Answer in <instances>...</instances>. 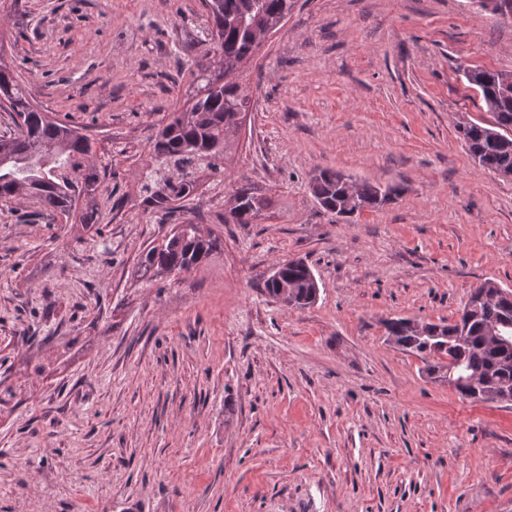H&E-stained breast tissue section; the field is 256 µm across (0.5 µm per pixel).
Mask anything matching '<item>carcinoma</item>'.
Wrapping results in <instances>:
<instances>
[{"label":"carcinoma","instance_id":"carcinoma-1","mask_svg":"<svg viewBox=\"0 0 512 512\" xmlns=\"http://www.w3.org/2000/svg\"><path fill=\"white\" fill-rule=\"evenodd\" d=\"M208 10L210 32L218 55L217 72L200 75L190 106L168 113L159 131L152 154L156 167L141 187L144 202L159 210L171 209V203L188 197L196 189L195 175L201 165L215 170L224 159L227 140L226 120L230 110L247 106V98L237 83L234 71L248 59L255 46L247 20L260 15L273 17L290 12L293 0H203ZM497 73L492 81L478 89L488 111L496 116L499 126H512V95L501 92ZM19 118L16 130L0 137V200L31 197L48 213L69 215L75 204L91 196L100 186V175L91 163L94 142L74 125L52 119L37 109L27 96L26 87L15 71L0 62V106ZM475 164L499 173L512 169V146L506 147L495 136V128L473 123L455 125ZM342 173L326 169L311 180V192L325 210L349 220L365 209H377L400 196L399 185L380 186L357 182L351 193L341 182ZM244 208L233 218L235 224H248L259 203L245 191L238 192ZM217 246V239L202 234L199 225L181 224L177 232L161 244L141 255L139 271L144 276L181 275L190 272L207 258ZM279 278H268L265 290L277 297L281 285L287 284L300 306L315 301L310 268L301 260H288L277 265ZM485 294L480 312L464 322V334L457 336L455 323H431L411 318L383 322L388 338L399 349L418 355L424 371L444 366L436 349L446 347L445 355L452 365L467 376L479 394L492 390L512 391V353H505L490 339V328L512 336V327L502 324L509 317L512 324V292L493 281H486L470 294L469 301Z\"/></svg>","mask_w":512,"mask_h":512}]
</instances>
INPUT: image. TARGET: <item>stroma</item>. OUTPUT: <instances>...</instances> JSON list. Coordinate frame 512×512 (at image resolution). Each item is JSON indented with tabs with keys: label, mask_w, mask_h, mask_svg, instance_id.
<instances>
[{
	"label": "stroma",
	"mask_w": 512,
	"mask_h": 512,
	"mask_svg": "<svg viewBox=\"0 0 512 512\" xmlns=\"http://www.w3.org/2000/svg\"><path fill=\"white\" fill-rule=\"evenodd\" d=\"M201 0H0V58L35 105L95 138V221L0 201V512H512V404L430 382L384 320L455 322L512 290V179L460 119L494 121L464 69L512 73V14L477 0H296L236 80L217 170L171 212L139 182L215 56ZM331 168L403 194L351 221ZM262 206L224 217L237 190ZM191 272L140 254L186 221ZM319 283L269 298L275 264ZM217 246L212 235L202 234L199 224H180L177 232L141 255L139 271L143 276L189 273ZM275 268H277L279 279H273L270 275L265 281V290L270 297L276 299L284 282L294 293L293 300L303 301L297 307H303L315 301L318 295L314 293L313 278L315 276L302 260H288L279 263Z\"/></svg>",
	"instance_id": "1"
}]
</instances>
